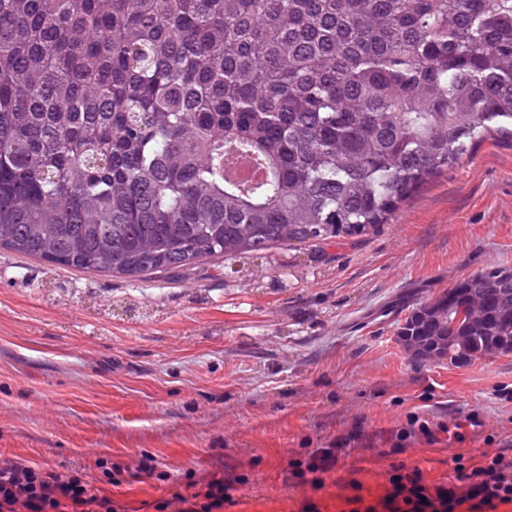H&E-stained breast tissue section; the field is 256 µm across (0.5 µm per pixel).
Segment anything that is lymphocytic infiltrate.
Returning <instances> with one entry per match:
<instances>
[{"instance_id": "f902f5d3", "label": "lymphocytic infiltrate", "mask_w": 512, "mask_h": 512, "mask_svg": "<svg viewBox=\"0 0 512 512\" xmlns=\"http://www.w3.org/2000/svg\"><path fill=\"white\" fill-rule=\"evenodd\" d=\"M474 465L463 455L452 456L448 481L429 485L419 470H393L386 503L391 512H494L512 502V454L505 449L483 452ZM336 463L332 448L312 449L307 457L289 458L288 471L301 485L317 488ZM106 483L120 486L126 479L170 480L154 459L142 457L121 465L110 458L97 461ZM191 494L172 491L156 506L157 512H220L230 487L217 477H195ZM0 512H118L112 497L78 472H57L18 462L0 463Z\"/></svg>"}]
</instances>
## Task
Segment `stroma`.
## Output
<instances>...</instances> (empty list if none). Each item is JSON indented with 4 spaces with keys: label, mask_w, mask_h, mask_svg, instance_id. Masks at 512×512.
I'll return each mask as SVG.
<instances>
[{
    "label": "stroma",
    "mask_w": 512,
    "mask_h": 512,
    "mask_svg": "<svg viewBox=\"0 0 512 512\" xmlns=\"http://www.w3.org/2000/svg\"><path fill=\"white\" fill-rule=\"evenodd\" d=\"M491 267L512 269L507 139L477 144L374 231L256 265L203 257L129 278L0 248V462L81 472L122 512H156L171 486L102 483L98 458L222 473L223 512H364L401 468L444 482L453 455L512 446V354L419 362L398 327ZM413 415L433 439L393 452ZM342 437L323 487L289 479L290 457Z\"/></svg>",
    "instance_id": "stroma-1"
}]
</instances>
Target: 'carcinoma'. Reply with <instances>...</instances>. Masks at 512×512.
<instances>
[{"label": "carcinoma", "mask_w": 512, "mask_h": 512, "mask_svg": "<svg viewBox=\"0 0 512 512\" xmlns=\"http://www.w3.org/2000/svg\"><path fill=\"white\" fill-rule=\"evenodd\" d=\"M492 135L512 0H0V247L59 266L359 236ZM398 336L420 361L512 353V272Z\"/></svg>", "instance_id": "carcinoma-1"}]
</instances>
